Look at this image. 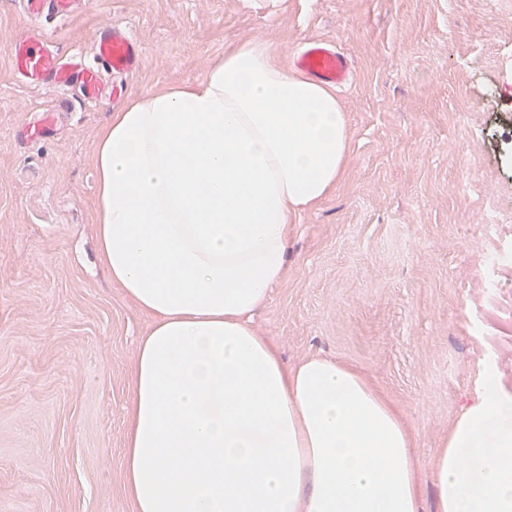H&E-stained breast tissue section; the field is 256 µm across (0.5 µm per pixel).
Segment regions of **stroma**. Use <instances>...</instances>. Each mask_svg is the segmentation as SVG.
Instances as JSON below:
<instances>
[{"label": "stroma", "instance_id": "obj_1", "mask_svg": "<svg viewBox=\"0 0 512 512\" xmlns=\"http://www.w3.org/2000/svg\"><path fill=\"white\" fill-rule=\"evenodd\" d=\"M113 24L141 46L120 97L21 83L8 49L61 58ZM264 36L289 63L351 56V147L334 192L293 219L288 274L253 318L288 364L353 366L423 464L497 374L512 394V0H75L32 21L0 0V512H134L128 369L149 315L95 264L93 154L116 100L201 79Z\"/></svg>", "mask_w": 512, "mask_h": 512}]
</instances>
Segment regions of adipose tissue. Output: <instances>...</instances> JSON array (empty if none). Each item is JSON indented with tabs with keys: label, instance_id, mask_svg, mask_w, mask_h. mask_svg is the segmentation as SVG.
<instances>
[{
	"label": "adipose tissue",
	"instance_id": "obj_1",
	"mask_svg": "<svg viewBox=\"0 0 512 512\" xmlns=\"http://www.w3.org/2000/svg\"><path fill=\"white\" fill-rule=\"evenodd\" d=\"M349 147L334 89L263 37L100 130L98 261L154 319L129 381L135 512H512L497 379L441 441L428 509L391 404L346 364H286L251 324L288 272L292 218L335 190Z\"/></svg>",
	"mask_w": 512,
	"mask_h": 512
}]
</instances>
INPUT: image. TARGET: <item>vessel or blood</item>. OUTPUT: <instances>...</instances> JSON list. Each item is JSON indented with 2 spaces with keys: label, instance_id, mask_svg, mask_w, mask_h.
Returning a JSON list of instances; mask_svg holds the SVG:
<instances>
[{
  "label": "vessel or blood",
  "instance_id": "obj_1",
  "mask_svg": "<svg viewBox=\"0 0 512 512\" xmlns=\"http://www.w3.org/2000/svg\"><path fill=\"white\" fill-rule=\"evenodd\" d=\"M12 69L25 82L37 84L45 79L66 85L79 80L84 100H99L108 87L105 73L131 72L137 69L141 48L131 33L115 26L102 36L93 61L79 58L60 62L41 40L33 38L14 42L9 48ZM295 68L319 82L335 88L346 87L352 77L350 57L322 38H311L292 59Z\"/></svg>",
  "mask_w": 512,
  "mask_h": 512
}]
</instances>
